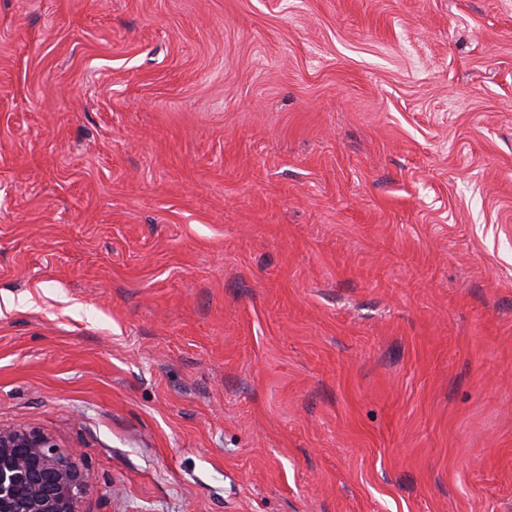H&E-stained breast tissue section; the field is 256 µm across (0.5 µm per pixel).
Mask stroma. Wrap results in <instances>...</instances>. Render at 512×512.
<instances>
[{
    "instance_id": "35a3bbf8",
    "label": "stroma",
    "mask_w": 512,
    "mask_h": 512,
    "mask_svg": "<svg viewBox=\"0 0 512 512\" xmlns=\"http://www.w3.org/2000/svg\"><path fill=\"white\" fill-rule=\"evenodd\" d=\"M0 425L79 512H512V0H0Z\"/></svg>"
}]
</instances>
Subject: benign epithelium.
<instances>
[{"instance_id":"7a95c632","label":"benign epithelium","mask_w":512,"mask_h":512,"mask_svg":"<svg viewBox=\"0 0 512 512\" xmlns=\"http://www.w3.org/2000/svg\"><path fill=\"white\" fill-rule=\"evenodd\" d=\"M43 432L0 426V512H78L90 481Z\"/></svg>"}]
</instances>
